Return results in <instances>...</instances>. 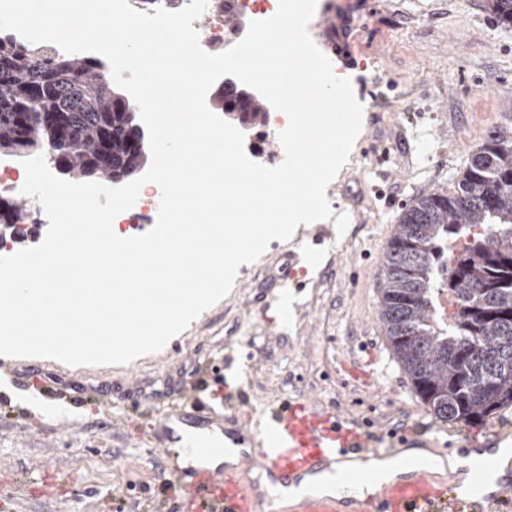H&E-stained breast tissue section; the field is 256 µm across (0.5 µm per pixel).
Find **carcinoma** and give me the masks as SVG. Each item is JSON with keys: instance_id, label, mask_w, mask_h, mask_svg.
Masks as SVG:
<instances>
[{"instance_id": "obj_1", "label": "carcinoma", "mask_w": 512, "mask_h": 512, "mask_svg": "<svg viewBox=\"0 0 512 512\" xmlns=\"http://www.w3.org/2000/svg\"><path fill=\"white\" fill-rule=\"evenodd\" d=\"M111 69L93 56L44 59L0 34V152L51 154L73 182L132 176L145 152L105 147L138 122L112 111ZM22 208L0 199V223ZM380 319L415 394L442 422L473 425L512 406V140L491 136L453 190L403 208L384 256ZM448 290V326L436 313Z\"/></svg>"}]
</instances>
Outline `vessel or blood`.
Wrapping results in <instances>:
<instances>
[{
  "label": "vessel or blood",
  "instance_id": "b4317fda",
  "mask_svg": "<svg viewBox=\"0 0 512 512\" xmlns=\"http://www.w3.org/2000/svg\"><path fill=\"white\" fill-rule=\"evenodd\" d=\"M237 359L226 355L206 373L207 389L194 393L182 404L156 416L155 438L164 450L161 477L168 483L173 512H254L257 490L245 476L253 470L266 472L288 485L319 473L344 458L359 460L344 470L339 482L356 491L368 480L372 464L383 457L384 439L397 448H428L424 434L407 427L384 436L370 422L352 417L335 407L299 398L280 403L262 415L241 411L225 400L220 385ZM18 388L33 397L60 406H79L80 396L46 386L19 382ZM218 425L240 451L233 464L212 466L185 463L178 450V426ZM431 464H424L402 480L382 485L375 495L356 500L351 512H512V479H496L490 466H478L475 484L480 498L458 493L453 481L436 480ZM341 499L311 495L297 512H342Z\"/></svg>",
  "mask_w": 512,
  "mask_h": 512
}]
</instances>
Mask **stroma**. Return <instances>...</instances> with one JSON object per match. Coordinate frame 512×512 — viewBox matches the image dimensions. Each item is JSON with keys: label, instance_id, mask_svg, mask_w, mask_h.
<instances>
[{"label": "stroma", "instance_id": "1", "mask_svg": "<svg viewBox=\"0 0 512 512\" xmlns=\"http://www.w3.org/2000/svg\"><path fill=\"white\" fill-rule=\"evenodd\" d=\"M491 0H332L346 31L318 26L315 36L355 94L370 106L360 141L330 190L335 233L313 244L309 231L274 240L244 269L231 292L160 351L123 365L69 366L43 357L0 356V477L18 487L0 512H168L158 479L162 454L152 442L156 410L181 395L189 371L229 351H253L251 374L233 387L263 408L311 398L390 426L426 427L449 453L512 426V407L476 426L436 419L414 394L379 320L384 253L402 208L375 196L380 157L399 174L390 193L411 201L455 186L488 136H512V25ZM309 251V283L289 290L295 308L252 306L254 288L284 262ZM372 340L378 361L370 385L342 371L359 341ZM37 377L76 392L88 404L29 418L28 395L15 380Z\"/></svg>", "mask_w": 512, "mask_h": 512}]
</instances>
